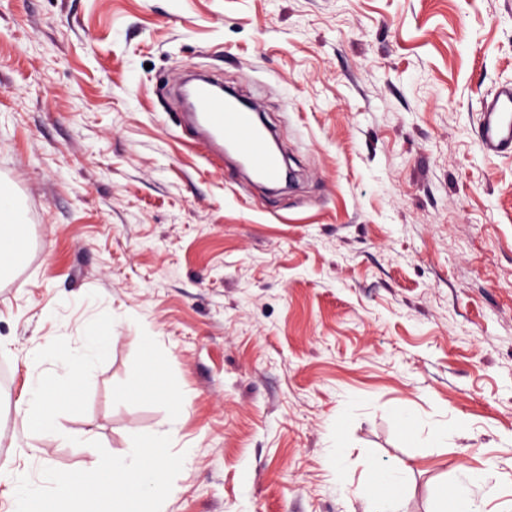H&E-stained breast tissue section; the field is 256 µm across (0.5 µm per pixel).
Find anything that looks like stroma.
I'll list each match as a JSON object with an SVG mask.
<instances>
[{
  "instance_id": "obj_1",
  "label": "stroma",
  "mask_w": 512,
  "mask_h": 512,
  "mask_svg": "<svg viewBox=\"0 0 512 512\" xmlns=\"http://www.w3.org/2000/svg\"><path fill=\"white\" fill-rule=\"evenodd\" d=\"M259 101L292 185L208 157L176 100ZM512 81V0H0V464L82 474L168 428L158 512H362L405 470L434 512L497 464L512 512V158L479 140ZM112 326L77 408L31 434V358ZM160 386L128 396L133 373ZM454 425L447 447L434 428ZM28 223L26 212L0 193V265L10 264L22 246L21 230ZM402 488V472L387 468L372 473L351 493L361 500L363 512H402Z\"/></svg>"
}]
</instances>
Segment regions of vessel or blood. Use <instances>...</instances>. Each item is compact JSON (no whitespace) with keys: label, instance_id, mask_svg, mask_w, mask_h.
I'll list each match as a JSON object with an SVG mask.
<instances>
[{"label":"vessel or blood","instance_id":"vessel-or-blood-1","mask_svg":"<svg viewBox=\"0 0 512 512\" xmlns=\"http://www.w3.org/2000/svg\"><path fill=\"white\" fill-rule=\"evenodd\" d=\"M194 105L193 117L202 128L206 150L220 151L225 145H232L259 178L268 183L280 179V159L268 149L266 135L251 108L215 95L208 79L196 85ZM479 132L486 152L512 156V85L501 86L483 107Z\"/></svg>","mask_w":512,"mask_h":512}]
</instances>
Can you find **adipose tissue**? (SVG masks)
<instances>
[{
	"mask_svg": "<svg viewBox=\"0 0 512 512\" xmlns=\"http://www.w3.org/2000/svg\"><path fill=\"white\" fill-rule=\"evenodd\" d=\"M27 222L25 211L0 193L1 266L15 259L22 246L21 230ZM109 339L108 326L89 324L78 352L60 354L57 372H35L29 398L19 412L24 429L45 432L53 428L61 405L75 404L81 381L94 369ZM170 463L168 441L150 435L134 442L126 454L92 466L79 479L55 469L37 484L17 472L11 479L14 512H91L107 487L112 490V512H154L152 495L165 483ZM402 488L401 471L387 468L372 473L353 494L361 500L363 512H401ZM497 493L492 471L480 473L463 467L458 477L446 485L437 512H485L486 500Z\"/></svg>",
	"mask_w": 512,
	"mask_h": 512,
	"instance_id": "obj_1",
	"label": "adipose tissue"
}]
</instances>
